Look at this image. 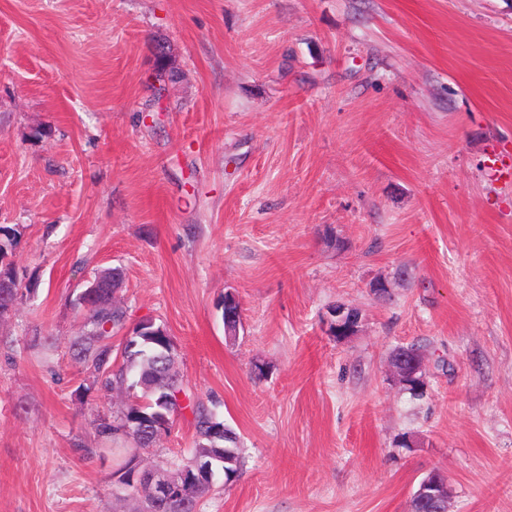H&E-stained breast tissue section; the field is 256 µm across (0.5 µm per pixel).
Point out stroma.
Returning <instances> with one entry per match:
<instances>
[{"instance_id":"35a3bbf8","label":"stroma","mask_w":512,"mask_h":512,"mask_svg":"<svg viewBox=\"0 0 512 512\" xmlns=\"http://www.w3.org/2000/svg\"><path fill=\"white\" fill-rule=\"evenodd\" d=\"M174 79L154 85L155 46ZM512 0H0V512H134L72 301L118 267L245 464L201 512H512ZM390 285L376 298L370 283ZM242 306L235 340L219 304ZM357 335L329 331L337 304ZM415 345L416 395L390 363ZM190 416L145 456L170 468Z\"/></svg>"}]
</instances>
